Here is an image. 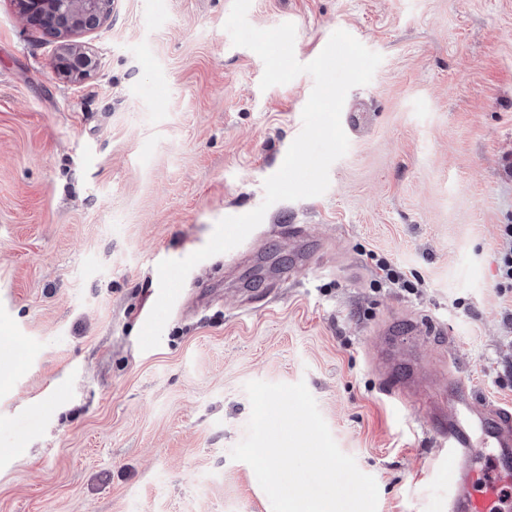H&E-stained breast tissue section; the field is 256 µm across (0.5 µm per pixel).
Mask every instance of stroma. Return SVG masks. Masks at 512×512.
Returning <instances> with one entry per match:
<instances>
[{"instance_id":"obj_1","label":"stroma","mask_w":512,"mask_h":512,"mask_svg":"<svg viewBox=\"0 0 512 512\" xmlns=\"http://www.w3.org/2000/svg\"><path fill=\"white\" fill-rule=\"evenodd\" d=\"M232 0H115L80 34L97 69L68 79L57 47L0 0V512H272L229 451L251 380L305 381L339 448L378 485L377 512H448V451L427 415L455 370L512 406V0H252L315 59L338 29L382 55L344 107L363 115L325 194L280 201L235 251L197 264L161 343L138 335L157 265L258 207L302 128L314 81L260 89L233 46ZM312 262L292 268L288 228ZM402 285L382 282L374 257ZM431 320L400 365L429 386L384 397L381 326ZM503 238L506 248L502 253L500 273V288H512V224L504 225Z\"/></svg>"}]
</instances>
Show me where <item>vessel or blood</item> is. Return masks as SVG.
Returning a JSON list of instances; mask_svg holds the SVG:
<instances>
[{
	"label": "vessel or blood",
	"mask_w": 512,
	"mask_h": 512,
	"mask_svg": "<svg viewBox=\"0 0 512 512\" xmlns=\"http://www.w3.org/2000/svg\"><path fill=\"white\" fill-rule=\"evenodd\" d=\"M451 413L429 421L448 450V512H504L512 501V407L477 399L456 375L448 377ZM494 449V471L480 469L478 451Z\"/></svg>",
	"instance_id": "1"
}]
</instances>
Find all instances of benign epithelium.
Instances as JSON below:
<instances>
[{"instance_id":"7a95c632","label":"benign epithelium","mask_w":512,"mask_h":512,"mask_svg":"<svg viewBox=\"0 0 512 512\" xmlns=\"http://www.w3.org/2000/svg\"><path fill=\"white\" fill-rule=\"evenodd\" d=\"M20 19L40 27L53 42L59 43L56 68L65 76H83L96 66V60L73 36L93 31L112 12V0H15Z\"/></svg>"}]
</instances>
